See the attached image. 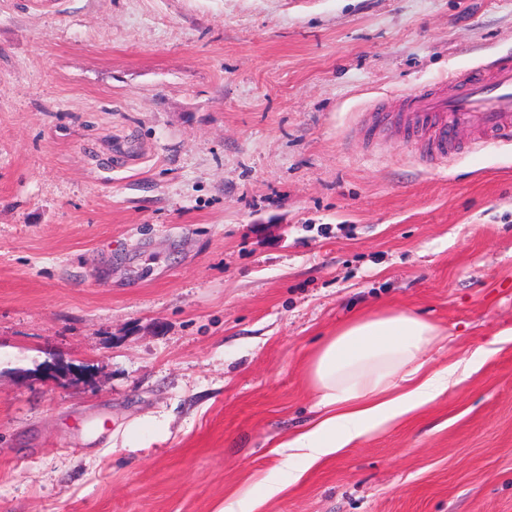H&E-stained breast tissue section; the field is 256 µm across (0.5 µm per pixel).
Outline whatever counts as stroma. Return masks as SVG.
Listing matches in <instances>:
<instances>
[{"label":"stroma","instance_id":"stroma-1","mask_svg":"<svg viewBox=\"0 0 512 512\" xmlns=\"http://www.w3.org/2000/svg\"><path fill=\"white\" fill-rule=\"evenodd\" d=\"M507 54L512 0H0V512H241L388 310L497 351L254 512H512V142L371 120Z\"/></svg>","mask_w":512,"mask_h":512}]
</instances>
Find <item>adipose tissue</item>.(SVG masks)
Instances as JSON below:
<instances>
[{"instance_id": "1", "label": "adipose tissue", "mask_w": 512, "mask_h": 512, "mask_svg": "<svg viewBox=\"0 0 512 512\" xmlns=\"http://www.w3.org/2000/svg\"><path fill=\"white\" fill-rule=\"evenodd\" d=\"M440 334L430 320L392 310L357 317L328 336L306 368L318 394V413L281 442L284 468L278 479L258 487L257 498L280 493L301 466H312L433 403L487 356L482 349L428 369L426 352Z\"/></svg>"}]
</instances>
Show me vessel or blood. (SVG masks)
Returning a JSON list of instances; mask_svg holds the SVG:
<instances>
[{"mask_svg": "<svg viewBox=\"0 0 512 512\" xmlns=\"http://www.w3.org/2000/svg\"><path fill=\"white\" fill-rule=\"evenodd\" d=\"M402 115L403 127L419 139L431 164L446 163L457 152L460 132L470 131L477 145L512 139V59L458 75L403 94L379 106Z\"/></svg>", "mask_w": 512, "mask_h": 512, "instance_id": "1", "label": "vessel or blood"}]
</instances>
